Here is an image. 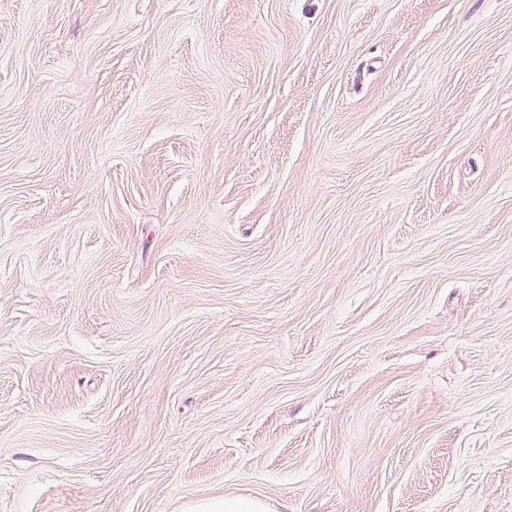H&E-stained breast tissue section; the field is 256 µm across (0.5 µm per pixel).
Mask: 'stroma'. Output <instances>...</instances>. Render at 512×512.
Masks as SVG:
<instances>
[{"mask_svg":"<svg viewBox=\"0 0 512 512\" xmlns=\"http://www.w3.org/2000/svg\"><path fill=\"white\" fill-rule=\"evenodd\" d=\"M512 512V0H0V512ZM265 503L250 496H224L201 499L188 507V512H266Z\"/></svg>","mask_w":512,"mask_h":512,"instance_id":"obj_1","label":"stroma"}]
</instances>
